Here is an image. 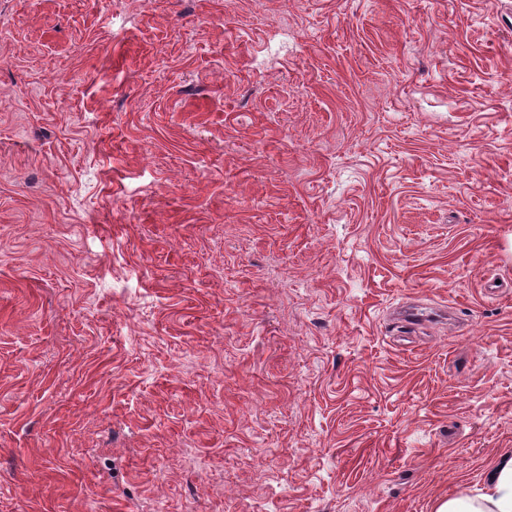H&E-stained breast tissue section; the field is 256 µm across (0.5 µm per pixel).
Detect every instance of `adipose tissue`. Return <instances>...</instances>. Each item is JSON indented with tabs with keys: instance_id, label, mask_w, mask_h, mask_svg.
<instances>
[{
	"instance_id": "1",
	"label": "adipose tissue",
	"mask_w": 512,
	"mask_h": 512,
	"mask_svg": "<svg viewBox=\"0 0 512 512\" xmlns=\"http://www.w3.org/2000/svg\"><path fill=\"white\" fill-rule=\"evenodd\" d=\"M435 512H512V454L495 460L484 479L482 492L441 499Z\"/></svg>"
}]
</instances>
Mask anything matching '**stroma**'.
<instances>
[{"label": "stroma", "instance_id": "obj_1", "mask_svg": "<svg viewBox=\"0 0 512 512\" xmlns=\"http://www.w3.org/2000/svg\"><path fill=\"white\" fill-rule=\"evenodd\" d=\"M508 452L512 0H0V512H434Z\"/></svg>", "mask_w": 512, "mask_h": 512}]
</instances>
